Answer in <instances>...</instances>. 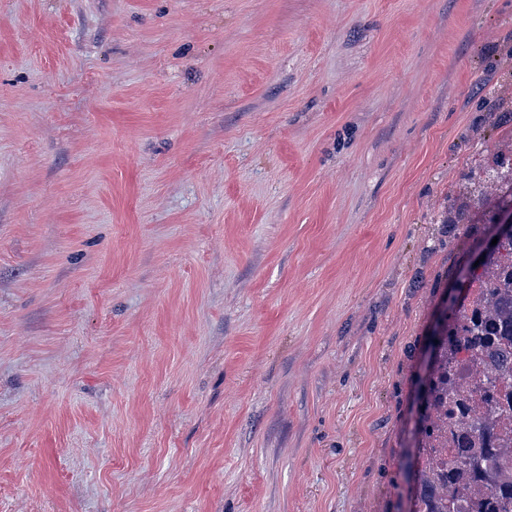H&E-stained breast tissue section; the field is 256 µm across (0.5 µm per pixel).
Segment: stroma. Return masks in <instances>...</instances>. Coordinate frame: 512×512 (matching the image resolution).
I'll list each match as a JSON object with an SVG mask.
<instances>
[{
  "instance_id": "stroma-1",
  "label": "stroma",
  "mask_w": 512,
  "mask_h": 512,
  "mask_svg": "<svg viewBox=\"0 0 512 512\" xmlns=\"http://www.w3.org/2000/svg\"><path fill=\"white\" fill-rule=\"evenodd\" d=\"M512 141V0H0V512H405ZM511 143L507 147L510 157L507 158V164L502 152L494 153L487 170L494 173L491 177L489 174L484 182H471L458 195L448 198L447 217L442 224H475L472 223L471 213L476 208L482 209L489 217L488 224H494V217L506 206H512ZM505 183L509 188V199L502 195V186Z\"/></svg>"
}]
</instances>
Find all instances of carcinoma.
Masks as SVG:
<instances>
[{"label":"carcinoma","mask_w":512,"mask_h":512,"mask_svg":"<svg viewBox=\"0 0 512 512\" xmlns=\"http://www.w3.org/2000/svg\"><path fill=\"white\" fill-rule=\"evenodd\" d=\"M488 171L492 176L483 182H471L459 194L448 198L447 224H470L471 213L481 209L494 223V217L506 206H512V157L502 152L490 158ZM494 265L508 267L507 282L496 288L485 289L483 318L472 327L461 325L467 317L468 302L478 271ZM467 289L462 302L450 299L449 316L435 334L429 352V368L421 382L422 411L417 431L418 458L407 470L410 483L409 512H459L456 495L462 490L478 486L487 475L503 471L509 478L488 485L490 500L512 504V447L484 445V439L500 422H512V406L493 416L481 410L474 413L471 431L456 435L455 452L448 456V446L441 437L448 431V418L458 401V391L452 386V377L459 374L458 347L476 352L496 346L501 360L483 368H469L465 380L474 392L485 394L500 386H512V235L502 237L486 256L479 269L466 275Z\"/></svg>","instance_id":"cac0c4a2"}]
</instances>
